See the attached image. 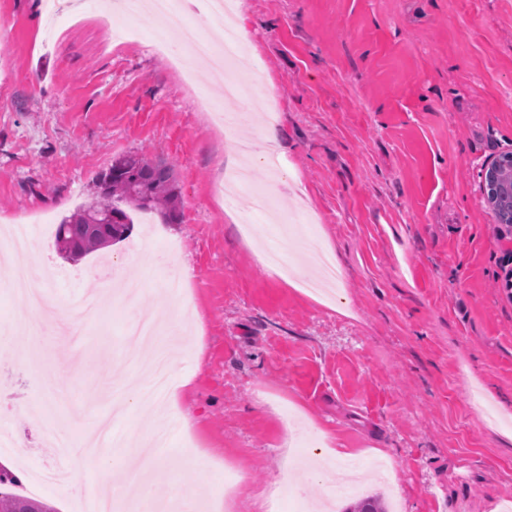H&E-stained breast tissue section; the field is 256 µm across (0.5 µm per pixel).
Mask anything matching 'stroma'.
<instances>
[{"label": "stroma", "mask_w": 512, "mask_h": 512, "mask_svg": "<svg viewBox=\"0 0 512 512\" xmlns=\"http://www.w3.org/2000/svg\"><path fill=\"white\" fill-rule=\"evenodd\" d=\"M235 12L248 45L237 80L262 75L279 111L280 172L250 166L277 189L270 223L223 194L238 155L202 112L218 93L202 78L181 87L177 70L198 63L152 48L150 14L135 21L138 44L108 51L97 5L80 21L64 12L48 41L40 0H0V229L21 213L69 215L127 155L171 165L182 201L179 223L148 213L79 263L48 251L58 296L96 288L104 258L142 290L134 303L100 297V319L47 335L40 357L20 349L25 333L0 338V461L14 494L53 465L55 430L82 447L161 348L172 378L191 384L167 425L156 497L188 483L222 497L229 461L249 483L225 512H289L296 499L340 510L380 491L400 512H506L512 228L494 223L484 177L512 152V0H235ZM291 228L302 275L335 256L336 298L260 262ZM170 255L192 277L161 303ZM159 306L164 335L130 340L126 325ZM38 372L66 399L50 402ZM381 451L388 466L370 474ZM303 460L320 483L302 482ZM140 466L135 449L108 448L69 480L91 470L120 485Z\"/></svg>", "instance_id": "1"}]
</instances>
